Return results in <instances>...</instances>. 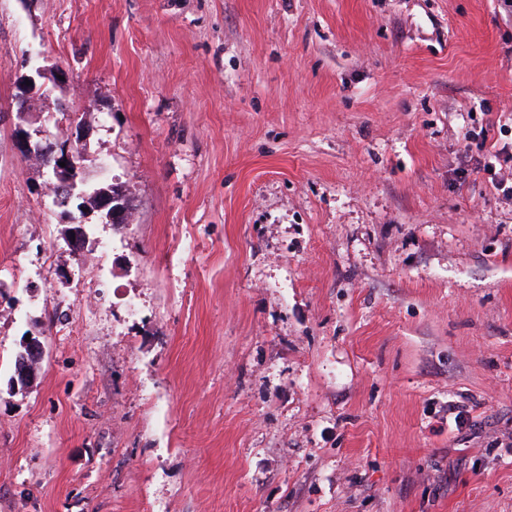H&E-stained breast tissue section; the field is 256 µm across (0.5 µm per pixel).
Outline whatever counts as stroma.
Listing matches in <instances>:
<instances>
[{
  "label": "stroma",
  "mask_w": 512,
  "mask_h": 512,
  "mask_svg": "<svg viewBox=\"0 0 512 512\" xmlns=\"http://www.w3.org/2000/svg\"><path fill=\"white\" fill-rule=\"evenodd\" d=\"M500 180L512 0H0V512H512ZM41 136L42 138L35 143L28 135L22 136L17 141L18 151L25 154H38L46 162V165L50 167L52 176L61 185L58 189L52 182L54 194L57 193V190L60 193L63 190L72 193L71 176L79 168L77 160L81 158L83 161L81 151L78 150L77 154L74 148V140L71 138L61 140L52 136L46 130H42ZM59 162H66V166L61 167ZM112 192V196H118L121 198V203L124 205L125 209V218H124V224L131 223V218L133 216V199L127 192V189L124 187L123 184L112 182V184H103L102 186H99L98 188L93 189L92 193L90 194L89 199H91L94 208L98 207L99 203V197L101 194L105 192ZM25 346L27 348V352H23L22 356L18 358L16 374L20 376L21 379H24L25 383H29L33 376V371L30 368L31 361H39L43 354L44 347L42 342L39 340L30 341L29 345Z\"/></svg>",
  "instance_id": "1"
}]
</instances>
